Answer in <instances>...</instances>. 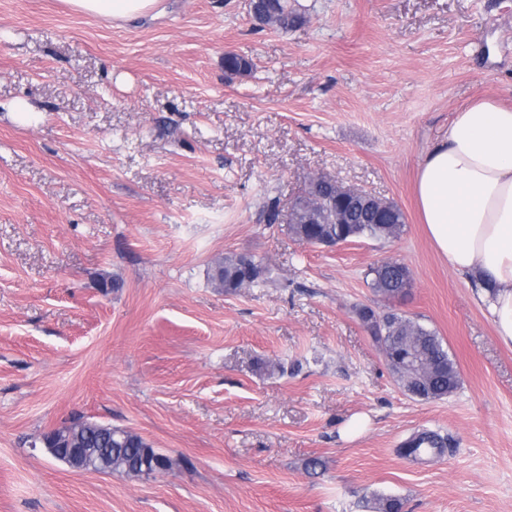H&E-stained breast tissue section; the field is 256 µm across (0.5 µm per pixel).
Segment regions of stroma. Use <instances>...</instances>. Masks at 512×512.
Instances as JSON below:
<instances>
[{
    "label": "stroma",
    "mask_w": 512,
    "mask_h": 512,
    "mask_svg": "<svg viewBox=\"0 0 512 512\" xmlns=\"http://www.w3.org/2000/svg\"><path fill=\"white\" fill-rule=\"evenodd\" d=\"M299 2L283 31L246 0L120 24L0 0V512H512V349L414 199L458 106L512 102V0ZM318 175L396 202L401 235L299 241ZM229 253L272 285L216 286ZM388 258L413 279L395 310L458 363L447 399L406 395L355 313L384 310L365 274ZM75 417L174 464L73 469L42 438ZM426 429L453 455L401 457Z\"/></svg>",
    "instance_id": "35a3bbf8"
}]
</instances>
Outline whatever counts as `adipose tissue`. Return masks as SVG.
<instances>
[{"instance_id":"obj_1","label":"adipose tissue","mask_w":512,"mask_h":512,"mask_svg":"<svg viewBox=\"0 0 512 512\" xmlns=\"http://www.w3.org/2000/svg\"><path fill=\"white\" fill-rule=\"evenodd\" d=\"M76 12L127 22L163 0H66ZM426 233L455 274L474 280L498 340L512 348V104L494 96L458 107L448 136L417 171Z\"/></svg>"}]
</instances>
